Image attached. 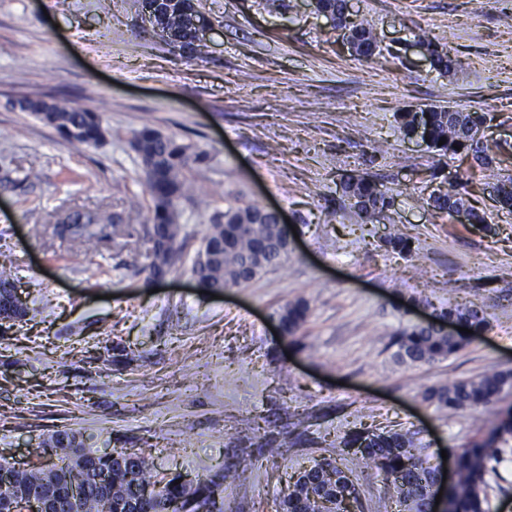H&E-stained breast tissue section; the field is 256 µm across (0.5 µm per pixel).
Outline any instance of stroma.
Masks as SVG:
<instances>
[{
  "mask_svg": "<svg viewBox=\"0 0 512 512\" xmlns=\"http://www.w3.org/2000/svg\"><path fill=\"white\" fill-rule=\"evenodd\" d=\"M101 1L0 0V178L14 181L0 187V264L28 306L0 332V454L38 465L44 438L73 431L90 448L146 449L160 479L223 475L236 512H273L291 476L355 427L410 433L434 462L495 427L512 389L493 408L458 411L422 393L512 370V210L473 159L403 138L396 114H484L494 171L512 177V0H349L378 36L368 62L310 0H201L213 25L201 55L165 45L136 0H109L106 13ZM421 37L446 44L456 77L430 67ZM23 99L96 112L106 138L69 143ZM146 126L210 155L180 205L181 259L154 284L140 240L149 210L126 205L147 198L130 145ZM350 170L393 195L379 222L342 204ZM454 186L484 223L429 206ZM229 192L279 210L298 237L280 266L214 299L191 266ZM93 209L123 213L124 232L90 250L53 235L56 216ZM395 226L417 255L385 251ZM299 298L310 311L295 345L275 312ZM473 302L490 327L460 352L395 358L400 324Z\"/></svg>",
  "mask_w": 512,
  "mask_h": 512,
  "instance_id": "stroma-1",
  "label": "stroma"
}]
</instances>
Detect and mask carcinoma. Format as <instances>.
Instances as JSON below:
<instances>
[{
	"label": "carcinoma",
	"mask_w": 512,
	"mask_h": 512,
	"mask_svg": "<svg viewBox=\"0 0 512 512\" xmlns=\"http://www.w3.org/2000/svg\"><path fill=\"white\" fill-rule=\"evenodd\" d=\"M139 16L170 46L177 39L204 53L206 44L197 36L202 12L195 0H138ZM315 11L331 18L343 31L351 55L371 59L378 47L373 27L344 14V0H314ZM430 66L442 76H455L460 68L439 42L420 38ZM46 125L56 129L68 142L97 145L105 140L99 116L79 106L55 101L26 100L20 104ZM404 137L422 132L425 145L442 155L467 152L486 170L492 160L473 150L474 136L484 116L462 107L406 108L397 113ZM444 144H439L440 139ZM460 149H455L454 145ZM131 147L137 154L149 196L150 226L143 237L145 270L170 271L182 253L180 203L192 198L188 177L195 165L208 155L177 138L145 127L134 133ZM496 201L512 208V178L493 183ZM341 199L366 222H373L392 207L394 198L365 175H348L340 184ZM429 205L447 214L458 207L468 208L471 223L485 218L467 207V199L457 189L429 198ZM120 216L102 210L73 211L58 217L53 233L64 228L68 237L83 245H93L117 232ZM288 230L273 212L253 204L224 200V209L213 213L203 238V250L213 254L206 265L195 261L192 273L199 275L202 289L222 291L251 283L288 255ZM386 251L408 256L411 241L395 230L382 239ZM309 303L301 298L285 304L277 313L283 336L291 340L306 323ZM440 319L467 323L476 335L488 327L481 306L438 309ZM27 306L16 294L7 268H0V315L11 320L26 316ZM466 335L450 336L435 325L407 324L394 333L395 356L402 362L426 364L458 353L468 342ZM512 389L509 371L486 372L476 378L456 380L427 388L424 399L440 409L486 408L504 391ZM39 452L55 457L51 468L31 467L14 472V466L0 458V502L18 497L42 499L54 496L53 512H226L223 483L197 478L185 481L178 474L161 482L153 479L147 457L141 452L112 449L98 455L83 439L71 432H59L39 443ZM512 452V417L507 416L488 436L451 449L456 459L455 482L448 486L451 512H486V475L503 456ZM118 458H112V454ZM371 467L387 485L385 499L397 512H424L425 499L437 484V465L421 458L412 438L403 432H377L363 428L351 432L338 443L336 455L324 457L299 473L288 484L277 503L276 512H360V493L354 469ZM180 484H175V481Z\"/></svg>",
	"instance_id": "obj_1"
}]
</instances>
